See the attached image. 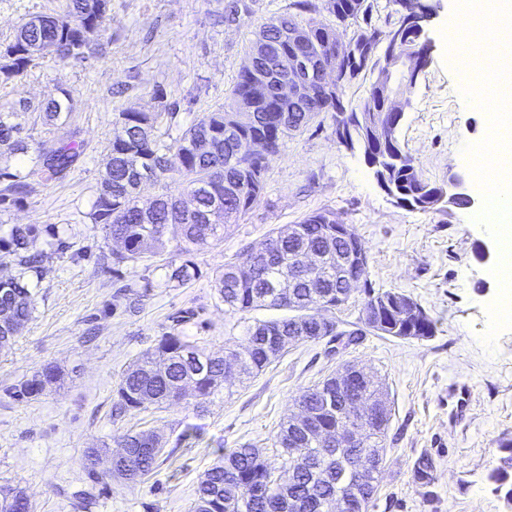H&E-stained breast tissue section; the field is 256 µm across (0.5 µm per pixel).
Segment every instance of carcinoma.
Listing matches in <instances>:
<instances>
[{"label":"carcinoma","instance_id":"cac0c4a2","mask_svg":"<svg viewBox=\"0 0 512 512\" xmlns=\"http://www.w3.org/2000/svg\"><path fill=\"white\" fill-rule=\"evenodd\" d=\"M344 12L352 19L350 34L381 33L373 22L377 0H361L362 10L355 12L349 0H340ZM294 13L272 17L262 24L268 38L277 42L290 29L302 28L308 33L307 56L322 57L326 63L344 73L349 59H336V28L315 18L320 12L315 0H293ZM252 9L246 0H224V21L235 22ZM308 16L306 24L297 17ZM112 20L109 0H65L62 10L54 15L40 14L21 21L12 43L16 48L36 47L38 52L9 57L0 46V81L9 82L23 75L34 61L51 55L60 63H86L95 57V43L85 45L74 55L70 48L80 42L83 30L95 26L99 34L108 31ZM253 74L243 70L232 90L230 109L205 112L189 128L166 141L157 134V112H139L129 108L118 113L120 129L111 140L110 155L101 175L100 187L90 213L92 223L100 226L105 238L121 244V249L102 255L103 263H112V273L120 267L140 260L145 251L168 249L167 233L174 226L180 231L170 260L164 266L169 283L183 286L198 276L193 255L204 246L224 239L233 224L262 196L268 160L280 151L288 136L306 128L323 112H344L340 94L347 83L340 82L322 99L309 100L298 106L286 102L277 106L253 99L249 84ZM363 107L367 112H388L389 92L375 81L366 91ZM52 125L69 118L72 103L68 91L39 106ZM13 113H0V157L8 162L14 157L35 155L36 170L47 181L66 177L82 154L79 132L59 141L34 142L24 128L11 120ZM263 139L264 156H253L240 149L241 141ZM365 152L382 158L389 172L392 190L410 206L422 198L416 195L421 179L412 158L401 143L382 144L373 129L363 127ZM143 174L151 181L164 184L165 191L148 207L140 205L137 181ZM29 174L17 169L0 168V208L6 209L24 200L30 192ZM342 223L336 213L315 212L296 225L297 236L288 238L279 231L268 236L264 248L246 254L243 265L226 263L216 275L215 288L227 311L236 314L257 307L285 309L290 315L259 321L248 328L247 345L239 350L230 344L210 352L173 328L155 338L153 344L124 369L116 388L112 418L124 417L154 405L159 408L178 405L193 398V410L202 412L207 401L221 389L229 390L235 382L258 375L283 355L288 342L278 338L291 336L295 342H312L328 337L342 348L357 343L365 331L359 329L336 332V294L347 289L337 258L348 252L345 241L328 236L324 228ZM39 234L35 224H14L6 237L0 236V252L17 258L24 272L0 278V351L8 349L31 319L35 309V293L26 278L29 271L41 276L45 258L70 248L59 233L52 234L45 249L25 254L31 239ZM315 247L323 254L322 265L307 270L299 265L298 252ZM153 282L144 281L140 288L126 285L118 294L132 308L149 295ZM379 303L383 324L371 328L378 336L404 339L407 329H415L419 339L436 333L435 321L423 308L418 315L401 317L400 305L412 298L399 291L367 290ZM237 366L235 377L226 373L229 364ZM62 370L47 364L30 378L15 385L11 397L31 400L57 384ZM377 401V390L359 385L354 391L336 386L329 377L305 391L296 400L297 411L291 413L276 435L275 445L282 449L288 466V481L274 479V473L259 448H234L222 455L201 477L196 489L194 512H324L325 506L342 497L348 512H368L378 487L383 442L391 417L384 411L363 428V447L374 449V464L358 469L359 452L355 448L336 449L315 439L319 430L336 432L338 427L355 424L353 407L356 400ZM126 454L112 461L104 448L85 452L88 474L101 483L120 478L137 483L159 465L165 441L156 432H128L120 437ZM501 465L490 475L496 483H504L512 470V448H504ZM435 460L420 454L413 462L414 483L422 490L434 482ZM0 512H31L25 490L18 486H0Z\"/></svg>","mask_w":512,"mask_h":512}]
</instances>
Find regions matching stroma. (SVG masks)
<instances>
[{"instance_id": "obj_1", "label": "stroma", "mask_w": 512, "mask_h": 512, "mask_svg": "<svg viewBox=\"0 0 512 512\" xmlns=\"http://www.w3.org/2000/svg\"><path fill=\"white\" fill-rule=\"evenodd\" d=\"M290 2L257 0L254 14L228 25L224 0H111V33L101 37L96 59L81 66L47 57L0 83V112L12 113L33 140L75 128L84 142L82 157L63 180L32 175L24 201L0 211V236L14 224L39 226L29 253L41 252L56 229L66 230L70 243L68 251L45 260L32 318L12 348L0 352V485L22 487L33 512H74V498L84 490L93 495L89 512H192L198 482L218 452L244 445L263 449L277 476H284L275 445L281 423L305 390L346 364L384 383L392 408L369 512H507L490 475L502 441L512 439V329L502 330L493 346L484 345L486 307L498 286L490 264L474 253L490 238L474 223L475 209L421 211L394 204L362 156L337 143L330 113L285 139L268 162L260 200L223 241L195 253L199 275L192 283L165 284L166 252L145 254L116 275L99 262L113 244L89 213L118 112L133 107L172 113L159 128L164 135L229 106L261 23L288 12ZM432 2L429 64L406 94L397 135L423 179L440 186L449 170H464L463 148L484 139L488 118L462 93L447 65L444 35L453 2ZM62 6L63 0H0V45L24 18ZM63 88L72 98L65 125H45L40 112L18 109L19 100L37 103ZM318 211L354 226L369 254L373 288L412 296L435 320V336L400 340L369 333L335 354L323 340L293 344L232 394L211 398L206 412L184 404L150 406L113 420L121 372L172 326L217 351L228 342L244 347L249 326L276 317V310L263 307L225 312L213 280L225 262H243L248 250L261 248L272 229ZM146 278L154 288L127 309L118 288ZM49 363L61 368L63 378L46 394L29 401L8 395V388ZM454 383L471 391V409L461 422L448 416ZM148 430L164 435L165 462L135 484H91L85 449ZM187 430L193 443L180 440ZM422 453L436 461L429 498L411 473Z\"/></svg>"}]
</instances>
